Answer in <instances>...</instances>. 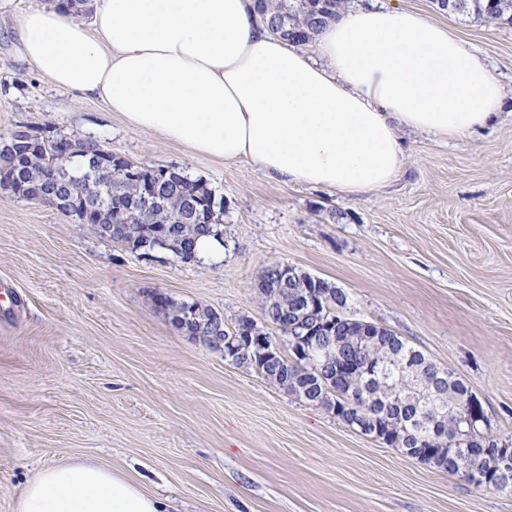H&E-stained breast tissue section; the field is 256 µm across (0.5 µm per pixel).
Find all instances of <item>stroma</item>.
Segmentation results:
<instances>
[{
	"instance_id": "stroma-1",
	"label": "stroma",
	"mask_w": 512,
	"mask_h": 512,
	"mask_svg": "<svg viewBox=\"0 0 512 512\" xmlns=\"http://www.w3.org/2000/svg\"><path fill=\"white\" fill-rule=\"evenodd\" d=\"M370 2L450 25L500 82L504 107L459 140L400 130L397 178L357 197L130 129L22 55L18 18L47 0L0 13V136L49 125L188 168L223 196L226 241L209 263L143 257L0 190V512L41 469L75 457L136 478L172 512H512V496L407 458L225 361L156 301L259 322L262 269L296 267L342 289L352 317L455 372L493 431L512 437V24L436 0Z\"/></svg>"
}]
</instances>
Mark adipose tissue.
<instances>
[{"label":"adipose tissue","mask_w":512,"mask_h":512,"mask_svg":"<svg viewBox=\"0 0 512 512\" xmlns=\"http://www.w3.org/2000/svg\"><path fill=\"white\" fill-rule=\"evenodd\" d=\"M21 52L56 88L102 97L135 130L266 175L358 196L399 174V127L444 140L496 119L502 91L447 25L361 7L315 54L270 34L253 0H96L91 24L54 7L19 20ZM13 512H165L112 468L39 471Z\"/></svg>","instance_id":"ef3b65f1"}]
</instances>
